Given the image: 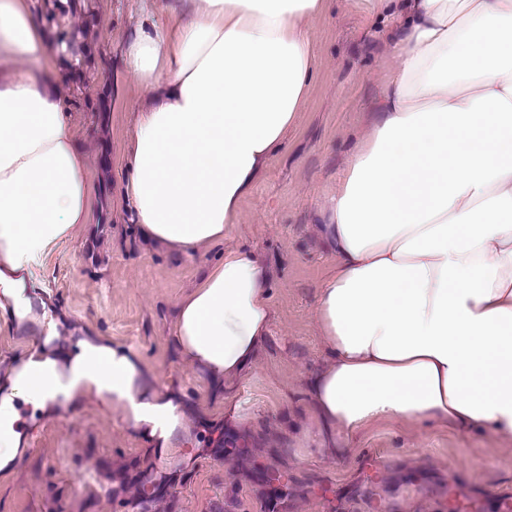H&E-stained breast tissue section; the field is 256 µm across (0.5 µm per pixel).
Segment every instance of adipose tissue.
I'll use <instances>...</instances> for the list:
<instances>
[{
    "instance_id": "ef3b65f1",
    "label": "adipose tissue",
    "mask_w": 512,
    "mask_h": 512,
    "mask_svg": "<svg viewBox=\"0 0 512 512\" xmlns=\"http://www.w3.org/2000/svg\"><path fill=\"white\" fill-rule=\"evenodd\" d=\"M326 0H170L163 26L123 48L148 93L123 146L132 223L185 254L223 241L305 105L312 29ZM393 68L330 200L336 256L315 305L328 359L308 382L320 454L411 422L512 437V0H377ZM37 0H0V290L91 223L92 179L56 80ZM270 269L225 250L179 302L182 361L217 385L269 336ZM73 382L29 377L59 362ZM96 394L172 456L186 412L124 345L84 338L26 362L0 397V468L18 455L15 399L44 410Z\"/></svg>"
}]
</instances>
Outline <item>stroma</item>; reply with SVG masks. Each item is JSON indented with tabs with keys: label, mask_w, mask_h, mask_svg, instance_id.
Returning <instances> with one entry per match:
<instances>
[{
	"label": "stroma",
	"mask_w": 512,
	"mask_h": 512,
	"mask_svg": "<svg viewBox=\"0 0 512 512\" xmlns=\"http://www.w3.org/2000/svg\"><path fill=\"white\" fill-rule=\"evenodd\" d=\"M169 0H93L88 38L95 70L83 87L60 85L78 116L75 139L91 170V224L46 255L30 276L50 287L55 333L134 344L191 409L178 456L154 473L153 449L120 410L95 397L59 405L31 455L0 469V512H498L512 492V439L402 425L357 439L346 461L323 458L306 395L325 350L314 308L336 258L322 236L323 210L370 126L391 60L389 25L373 0H330L314 26L308 103L241 205L223 242L187 255L146 242L118 200L123 133L144 97L122 62L140 23H160ZM245 246L273 271L271 334L255 367L214 396L177 353L173 318L204 267ZM232 402L242 424L225 426ZM112 490L80 491L87 473ZM275 475V483L263 473Z\"/></svg>",
	"instance_id": "obj_1"
}]
</instances>
